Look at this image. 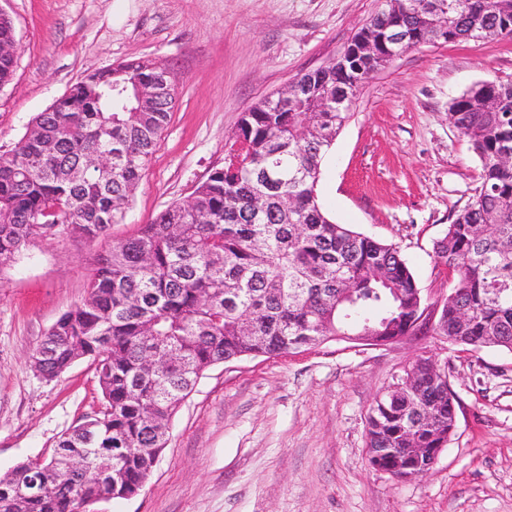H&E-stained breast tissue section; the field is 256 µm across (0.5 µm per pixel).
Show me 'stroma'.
Returning a JSON list of instances; mask_svg holds the SVG:
<instances>
[{
    "mask_svg": "<svg viewBox=\"0 0 512 512\" xmlns=\"http://www.w3.org/2000/svg\"><path fill=\"white\" fill-rule=\"evenodd\" d=\"M384 0H0L16 63L0 88V153L86 74L151 59L174 78L169 123L122 222L107 236L62 228L0 273V475L48 456L101 405L82 359L48 382L30 358L86 296L100 254L191 196L224 164L243 112L339 56ZM512 82V37L424 44L362 87L332 145L318 200L336 223L399 246L425 297L453 277L434 245L481 172L448 120L476 83ZM447 364L456 427L429 472L398 482L367 462L366 419L402 367ZM95 512H512V352L438 336L371 348L330 341L209 368L170 424L145 488Z\"/></svg>",
    "mask_w": 512,
    "mask_h": 512,
    "instance_id": "1",
    "label": "stroma"
}]
</instances>
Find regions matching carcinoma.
Listing matches in <instances>:
<instances>
[{
    "mask_svg": "<svg viewBox=\"0 0 512 512\" xmlns=\"http://www.w3.org/2000/svg\"><path fill=\"white\" fill-rule=\"evenodd\" d=\"M446 42L479 31L512 36V0H466ZM440 0H387L344 55L297 77L288 100L255 103L231 133L224 165L132 237L99 256L83 302L47 333L32 367L52 381L75 362L95 365L101 407L45 459L0 476V512H76L77 498L140 492L167 447L172 417L211 366L281 356L339 333L416 334L427 305L398 246L338 224L322 210V161L352 117L346 89L384 54L385 29L433 42ZM158 63L90 73L0 153V270L55 226L104 236L123 218L167 125L174 95L139 101ZM482 169L471 202L434 248L454 276L442 319L421 335L461 347L512 351V82L474 85L449 106ZM402 390L378 394L369 448H437L456 398L430 358L401 371ZM429 405L437 416L419 418ZM40 477L44 491L29 484Z\"/></svg>",
    "mask_w": 512,
    "mask_h": 512,
    "instance_id": "obj_1",
    "label": "carcinoma"
}]
</instances>
